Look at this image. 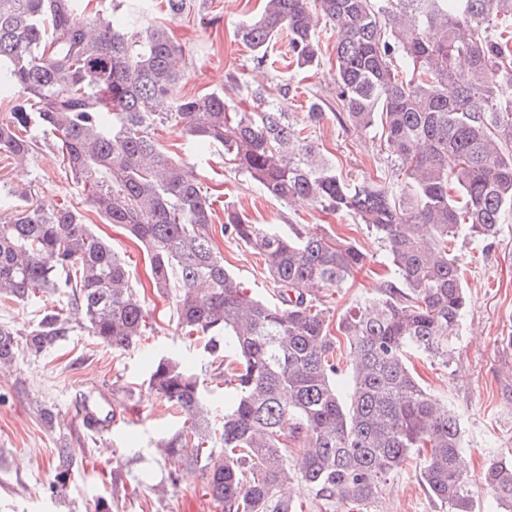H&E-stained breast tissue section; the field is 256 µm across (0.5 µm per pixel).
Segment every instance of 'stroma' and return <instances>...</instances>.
Instances as JSON below:
<instances>
[{
    "mask_svg": "<svg viewBox=\"0 0 512 512\" xmlns=\"http://www.w3.org/2000/svg\"><path fill=\"white\" fill-rule=\"evenodd\" d=\"M262 0H188L187 10L171 17L165 9L140 11L139 0H91L89 13H111L132 33L145 36L166 29L182 48L179 67L183 95L230 88L236 109L252 111L251 91L263 84L266 94L301 120L309 101L321 100L326 117L315 140L344 179L396 175L378 132L353 128L338 114L332 61L335 35L318 27L322 59L318 69L301 72L286 62L277 70L257 69L252 51L234 37L236 27L254 17ZM156 140L176 160L190 166L208 194L215 197L211 227L213 245L226 267L253 296L274 301L272 280L251 248L224 236L223 210L243 211L256 224H291L326 229L353 242L365 254L364 267L342 292L325 296L331 315L342 314L358 299L375 295L394 275L385 251L365 225L342 213L330 215L308 203L287 205L268 197L247 174L224 159L214 147L194 153L181 126L167 123L155 130ZM0 223L22 203L24 192L35 193L46 208L81 211L97 235L108 240L126 261L131 284L146 302V338L126 350L98 345L86 330L73 327L66 341L41 355L20 352L12 369L0 371V512H221L204 494L200 471L188 470L170 483V466L156 455L152 441L179 428L182 420L147 386L152 359L180 352L200 378L212 379L214 368L198 347L176 331L172 297L151 285L150 263L143 249L118 226L104 223L85 193L66 172L51 136H39L38 148L25 165L0 155ZM454 253L467 288V308L458 328L451 366L413 359L420 382L459 415L464 430L468 472L479 478L489 449L512 451V213L489 241L459 237ZM62 294L28 302H0V324L24 332L45 311L65 307ZM104 394L112 400V425L88 431L74 413L77 396ZM54 416L53 425L40 417ZM73 449L76 465L60 491H52L53 458L59 445ZM420 459L407 461L393 473L378 498L362 512H440L421 487Z\"/></svg>",
    "mask_w": 512,
    "mask_h": 512,
    "instance_id": "obj_1",
    "label": "stroma"
}]
</instances>
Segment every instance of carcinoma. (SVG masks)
Returning <instances> with one entry per match:
<instances>
[{"label":"carcinoma","instance_id":"carcinoma-1","mask_svg":"<svg viewBox=\"0 0 512 512\" xmlns=\"http://www.w3.org/2000/svg\"><path fill=\"white\" fill-rule=\"evenodd\" d=\"M263 2L236 33L257 67H273L268 49L282 33L298 68L317 67L316 27L328 24L337 100L354 128L381 131L396 186L340 179L313 138L325 118L317 102L298 123L262 87L251 92L255 112L222 91L178 95L182 50L165 30L137 40L89 17V0H0V103L9 107L0 154L25 162L37 149L32 131L52 136L97 215L145 248L153 288L175 292L178 329L203 342L233 404L215 427L199 376L176 353L158 358L148 386L183 423L153 447L200 466L222 512H298L305 498L360 506L413 455L444 512H477L458 465L460 419L410 359L452 364L466 294L451 244L462 233L494 238L512 210V0ZM172 121L199 148L222 145L275 200L305 199L366 225L395 278L335 319L322 297L346 287L366 255L324 231L253 224L228 208L224 235L261 256L277 302L247 294L212 244L210 196L154 138ZM59 292L97 343L120 349L144 336V298L112 245L79 211L28 197L0 224V301ZM70 324L49 310L22 335L0 325V368L21 348L55 346ZM343 341L347 371L336 357ZM72 463L59 447L55 488ZM481 483L512 512V452L490 460Z\"/></svg>","mask_w":512,"mask_h":512}]
</instances>
